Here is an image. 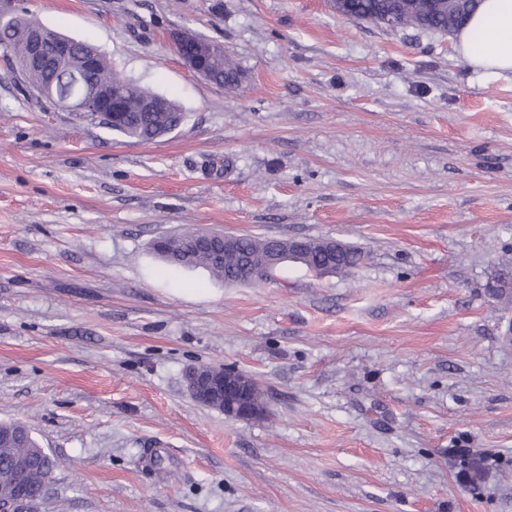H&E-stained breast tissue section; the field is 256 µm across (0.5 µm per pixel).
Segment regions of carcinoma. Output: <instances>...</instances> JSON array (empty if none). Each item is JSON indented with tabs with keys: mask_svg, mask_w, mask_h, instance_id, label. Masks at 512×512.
Returning a JSON list of instances; mask_svg holds the SVG:
<instances>
[{
	"mask_svg": "<svg viewBox=\"0 0 512 512\" xmlns=\"http://www.w3.org/2000/svg\"><path fill=\"white\" fill-rule=\"evenodd\" d=\"M403 0H338L334 4L339 15L351 21H365L395 30L416 28L439 34H451L459 26L470 9L462 11L448 10L447 0H412L409 7H401ZM31 34L30 23L22 20L7 28L0 27V43L6 42L7 49L18 60L21 71L33 89L53 85L57 95L49 102L62 103L63 95L72 83V72L35 71L28 67L27 46ZM209 81L226 88L238 84L240 70L233 60L224 55L209 65ZM116 85L128 91L129 111L119 120L112 122L109 130L128 138L140 141L153 140L165 132L171 131L182 124L185 113L175 102H170L168 112H142L140 102L154 96V92L124 78L114 72L105 56L98 59V69H89L82 74V84L94 88L98 83ZM195 235L193 231L165 235L154 240V252L166 263L187 269L202 268L216 280L226 284L253 281L254 275L260 274L265 279L275 277L278 266L274 265L275 254L288 249V240L273 241L251 235H240L234 246L222 250L217 255L207 252L185 253V241ZM0 431L12 433L18 442L10 448L0 447V469L22 472L26 474L31 485V497L42 496L43 486L52 478L55 462L46 454L40 458L39 467L30 470L28 463L38 444L29 427L19 422H0Z\"/></svg>",
	"mask_w": 512,
	"mask_h": 512,
	"instance_id": "cac0c4a2",
	"label": "carcinoma"
}]
</instances>
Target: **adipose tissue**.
Masks as SVG:
<instances>
[{"instance_id":"ef3b65f1","label":"adipose tissue","mask_w":512,"mask_h":512,"mask_svg":"<svg viewBox=\"0 0 512 512\" xmlns=\"http://www.w3.org/2000/svg\"><path fill=\"white\" fill-rule=\"evenodd\" d=\"M455 45L473 68L495 77L512 74V0H481Z\"/></svg>"}]
</instances>
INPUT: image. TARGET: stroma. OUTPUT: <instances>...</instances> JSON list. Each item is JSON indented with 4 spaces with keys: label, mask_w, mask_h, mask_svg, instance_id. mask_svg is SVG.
<instances>
[{
    "label": "stroma",
    "mask_w": 512,
    "mask_h": 512,
    "mask_svg": "<svg viewBox=\"0 0 512 512\" xmlns=\"http://www.w3.org/2000/svg\"><path fill=\"white\" fill-rule=\"evenodd\" d=\"M186 118L149 142L37 96L0 49V421L56 462L28 512H512V76L330 0H0ZM223 45L225 89L172 35ZM185 230L335 238L364 265L224 284ZM258 383L240 421L193 366ZM157 448L162 467L144 463ZM209 81L225 88H232L238 84L240 80V70L235 65L233 60L223 54L219 61L209 65L208 70ZM190 395L199 404L225 416L250 421L262 417L266 409L254 402L258 385L248 375L233 369L192 367L186 372Z\"/></svg>",
    "instance_id": "stroma-1"
}]
</instances>
